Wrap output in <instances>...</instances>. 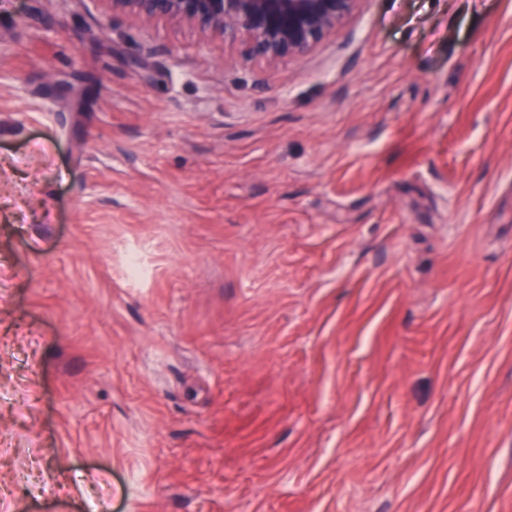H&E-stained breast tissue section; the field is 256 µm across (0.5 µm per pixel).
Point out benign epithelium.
Here are the masks:
<instances>
[{
	"label": "benign epithelium",
	"instance_id": "benign-epithelium-1",
	"mask_svg": "<svg viewBox=\"0 0 512 512\" xmlns=\"http://www.w3.org/2000/svg\"><path fill=\"white\" fill-rule=\"evenodd\" d=\"M142 24L186 23L205 35L241 36L250 58L267 63L303 55L336 33L358 0H103Z\"/></svg>",
	"mask_w": 512,
	"mask_h": 512
}]
</instances>
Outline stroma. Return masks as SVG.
<instances>
[{
  "label": "stroma",
  "instance_id": "stroma-1",
  "mask_svg": "<svg viewBox=\"0 0 512 512\" xmlns=\"http://www.w3.org/2000/svg\"><path fill=\"white\" fill-rule=\"evenodd\" d=\"M0 512H512V0H0ZM142 24L186 23L205 35L241 36L251 59L306 54L336 33L359 0H98Z\"/></svg>",
  "mask_w": 512,
  "mask_h": 512
}]
</instances>
